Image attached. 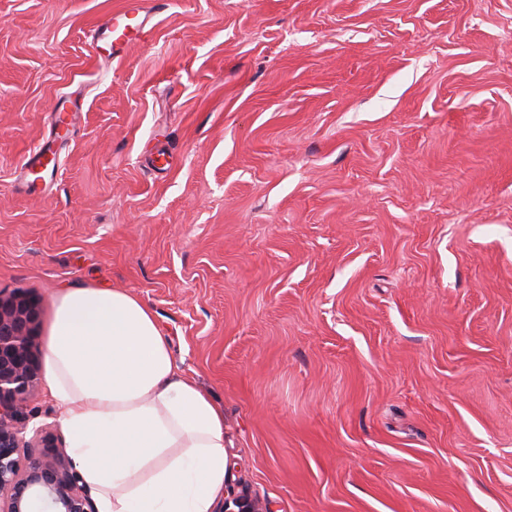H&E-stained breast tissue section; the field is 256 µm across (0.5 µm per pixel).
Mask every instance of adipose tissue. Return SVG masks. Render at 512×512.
<instances>
[{"label":"adipose tissue","mask_w":512,"mask_h":512,"mask_svg":"<svg viewBox=\"0 0 512 512\" xmlns=\"http://www.w3.org/2000/svg\"><path fill=\"white\" fill-rule=\"evenodd\" d=\"M43 370L94 512H215L224 410L175 363L147 305L120 288L60 289Z\"/></svg>","instance_id":"1"}]
</instances>
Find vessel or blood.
I'll list each match as a JSON object with an SVG mask.
<instances>
[{
	"label": "vessel or blood",
	"mask_w": 512,
	"mask_h": 512,
	"mask_svg": "<svg viewBox=\"0 0 512 512\" xmlns=\"http://www.w3.org/2000/svg\"><path fill=\"white\" fill-rule=\"evenodd\" d=\"M167 0H151L150 6H143L141 0H128L119 12L106 18L96 29L89 47L91 53L108 48L119 50L128 40L144 35L151 19L166 6ZM58 156L52 141H44L34 146L21 162L26 174L44 173L55 169Z\"/></svg>",
	"instance_id": "vessel-or-blood-1"
}]
</instances>
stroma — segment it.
<instances>
[{
	"mask_svg": "<svg viewBox=\"0 0 512 512\" xmlns=\"http://www.w3.org/2000/svg\"><path fill=\"white\" fill-rule=\"evenodd\" d=\"M124 2L0 0V297L145 302L270 512H512V0ZM168 4L166 0H152L150 7H144L141 1L131 0L119 12L106 18L95 30L89 47L92 54L108 47L115 54L133 36L144 35L153 17ZM58 156L53 148V141L47 139L34 146L28 154L24 156L21 162V168L30 177L33 172L41 174L53 171L58 165Z\"/></svg>",
	"mask_w": 512,
	"mask_h": 512,
	"instance_id": "1",
	"label": "stroma"
}]
</instances>
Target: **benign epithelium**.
Here are the masks:
<instances>
[{"label": "benign epithelium", "mask_w": 512, "mask_h": 512, "mask_svg": "<svg viewBox=\"0 0 512 512\" xmlns=\"http://www.w3.org/2000/svg\"><path fill=\"white\" fill-rule=\"evenodd\" d=\"M38 307L24 296L0 299V512H92L65 446L48 431L26 438L17 416L38 380ZM22 448H34L27 463ZM224 512H268L238 483L224 480Z\"/></svg>", "instance_id": "obj_1"}]
</instances>
